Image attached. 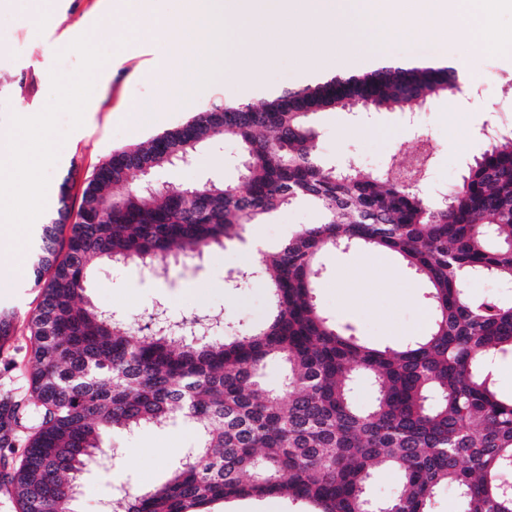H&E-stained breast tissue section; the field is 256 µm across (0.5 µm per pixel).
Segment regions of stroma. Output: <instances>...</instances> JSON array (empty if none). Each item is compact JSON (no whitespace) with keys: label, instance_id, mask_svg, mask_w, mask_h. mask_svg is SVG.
<instances>
[{"label":"stroma","instance_id":"1","mask_svg":"<svg viewBox=\"0 0 512 512\" xmlns=\"http://www.w3.org/2000/svg\"><path fill=\"white\" fill-rule=\"evenodd\" d=\"M90 34L110 57L101 72L105 88L84 114L83 124L71 128L68 115L58 127L67 137L49 173V184L68 183L70 201L79 204L87 178L114 149L146 141L186 122L195 112L232 100L233 90L216 73L202 89L193 91L186 109L169 108L162 87L149 78L153 65L168 51L164 36L128 43L117 49L106 32L99 0H57L56 14L39 26L31 25L20 0H0V136L10 133L13 115H35L51 94V71L73 73L79 65L69 44ZM306 48L287 42L274 49L261 68V85L278 90L302 86L301 67ZM480 83L465 97H439L416 108L413 123L401 113L375 112L366 120L346 110L323 112L315 119L317 147L323 162L335 165L350 158L372 172L382 171L415 151L420 139L432 143L433 164L422 190L431 202L458 187L466 164L489 147L479 130L494 113L512 114V57L487 56L478 63ZM156 107L150 124H137L141 104ZM241 153L236 140L222 139L202 148L187 167L162 169L157 177L190 185L211 178L227 184L239 182L235 160ZM319 211L307 203L280 209L258 224H246L241 238L260 236L267 249L279 248L302 228L319 223ZM241 239L225 241L209 250L201 266H172L168 278L141 279L126 267H102L89 282L87 293L101 308L134 319L154 300H164L170 313L180 317L203 309L224 313V328L240 331L261 323L271 309V297L262 280L252 279L237 288L225 280L231 271L249 265L251 256ZM324 273L315 290L318 306L338 325L375 345H395L423 335L428 328L425 285L393 254L360 247L336 248L321 258ZM38 303V292L28 278L0 288V309L15 312L14 337L0 351V394L23 396L27 388L30 344L28 314ZM199 438L197 425L184 421L163 428H144L135 434L114 432L106 436L114 466L87 475L75 504L76 512H99L113 483L126 479L132 488H152L164 483L186 449ZM211 512H309V504L285 497L229 498L211 504Z\"/></svg>","mask_w":512,"mask_h":512}]
</instances>
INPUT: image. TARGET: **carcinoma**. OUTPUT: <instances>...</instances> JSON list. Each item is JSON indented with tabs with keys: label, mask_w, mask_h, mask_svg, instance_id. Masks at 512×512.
I'll list each match as a JSON object with an SVG mask.
<instances>
[{
	"label": "carcinoma",
	"mask_w": 512,
	"mask_h": 512,
	"mask_svg": "<svg viewBox=\"0 0 512 512\" xmlns=\"http://www.w3.org/2000/svg\"><path fill=\"white\" fill-rule=\"evenodd\" d=\"M461 80L452 66L389 65L258 103L216 104L113 151L77 208L62 183L29 270L39 303L27 319L28 389L19 400L0 396V488L18 512H74L83 475L111 463L106 433L178 418L201 425L197 446L166 482L127 493L109 512H204L230 497L270 496L316 512H431L442 483L457 491L459 512H512V395L499 393L491 369L512 356V301L468 288L484 276L512 282V135L467 165L445 210L398 167L390 177L341 170L316 151L321 112H403ZM223 138L241 145L239 184L144 186ZM297 203L315 206L322 222L227 277L230 286L264 279L272 311L259 328L203 337L200 324L224 323L223 311L171 325L150 308L129 321L85 296L100 266L162 276L224 246L244 220ZM341 245L390 251L424 282V335L377 348L338 328L315 286L320 255ZM15 319L0 310V348ZM271 359L286 366L278 389L260 381ZM358 373L376 386L367 409L352 397ZM378 467L401 476L383 504L367 496Z\"/></svg>",
	"instance_id": "1"
}]
</instances>
